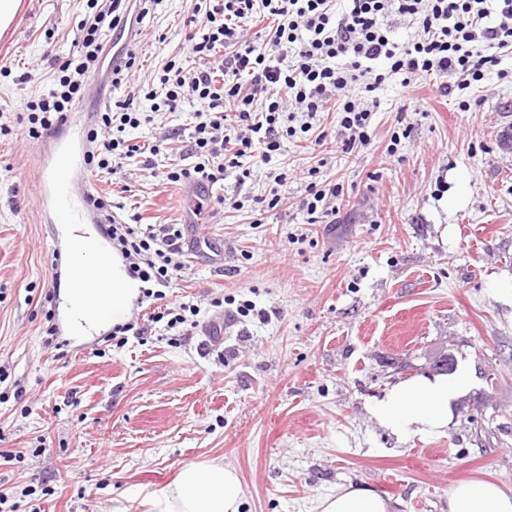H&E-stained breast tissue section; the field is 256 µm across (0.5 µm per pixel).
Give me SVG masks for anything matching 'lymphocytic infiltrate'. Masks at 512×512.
<instances>
[{"instance_id": "f902f5d3", "label": "lymphocytic infiltrate", "mask_w": 512, "mask_h": 512, "mask_svg": "<svg viewBox=\"0 0 512 512\" xmlns=\"http://www.w3.org/2000/svg\"><path fill=\"white\" fill-rule=\"evenodd\" d=\"M393 10L417 23L416 37H393L386 21ZM130 13V0H109L107 10L83 21L60 76L26 104L29 138L40 139L64 123L83 98L89 73L104 60L105 32L125 25ZM261 22L268 25L263 42L246 40L248 28ZM185 24L190 66L165 63L146 98L156 112L175 111L185 100L196 104L191 162L167 178L209 186L245 154L270 163L282 138L309 132L308 124H284L286 101H295L309 119L335 113L348 153L370 143L373 107L361 103L360 94H372L387 77L402 75L408 86L422 73L461 75L458 85L440 84L444 96L483 80L497 65L498 51L512 47V0H216L194 4ZM140 125L130 98L95 113L92 172L117 173L139 153L125 132ZM104 230L144 297L163 299L183 270V225L115 222Z\"/></svg>"}]
</instances>
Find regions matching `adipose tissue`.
I'll return each instance as SVG.
<instances>
[{
    "label": "adipose tissue",
    "mask_w": 512,
    "mask_h": 512,
    "mask_svg": "<svg viewBox=\"0 0 512 512\" xmlns=\"http://www.w3.org/2000/svg\"><path fill=\"white\" fill-rule=\"evenodd\" d=\"M72 254L88 259L94 287L72 285L67 313L74 333L97 330L104 314L113 322L127 321L139 295L140 283L127 273L120 255L111 268L100 262L95 240L79 226L67 229ZM474 384L468 369L454 374L416 376L397 383L368 408L381 428L396 435L444 436L457 399ZM242 484L238 474L211 461L183 467L175 482L143 499L144 512H240ZM317 512H394L391 500L372 488L350 485L319 498ZM448 512H512V488L495 480H461L448 490Z\"/></svg>",
    "instance_id": "1"
}]
</instances>
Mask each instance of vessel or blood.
Returning a JSON list of instances; mask_svg holds the SVG:
<instances>
[{
    "label": "vessel or blood",
    "instance_id": "obj_1",
    "mask_svg": "<svg viewBox=\"0 0 512 512\" xmlns=\"http://www.w3.org/2000/svg\"><path fill=\"white\" fill-rule=\"evenodd\" d=\"M89 126L81 124L69 139L54 141L40 157L37 200L58 223L99 224L103 218L92 204L87 158Z\"/></svg>",
    "mask_w": 512,
    "mask_h": 512
}]
</instances>
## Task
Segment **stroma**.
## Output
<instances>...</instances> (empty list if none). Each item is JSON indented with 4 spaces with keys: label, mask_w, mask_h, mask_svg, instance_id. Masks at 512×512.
<instances>
[{
    "label": "stroma",
    "mask_w": 512,
    "mask_h": 512,
    "mask_svg": "<svg viewBox=\"0 0 512 512\" xmlns=\"http://www.w3.org/2000/svg\"><path fill=\"white\" fill-rule=\"evenodd\" d=\"M190 0H153L139 24L129 83L97 91L88 111L152 83L185 57ZM86 0H21L0 34V512H141L180 469L218 460L237 471L241 512H313L349 484L390 497L396 512H448V489L489 476L512 487V49L469 89L440 96V77L375 95L371 143L346 153L336 115L283 140L264 171L238 183L225 172L201 214L183 208L194 104L151 112L130 131L156 144L153 170L138 158L91 174L113 215L141 224H194L224 252L185 260L178 288L138 298L143 335L103 326L74 336L54 254L60 225L41 217L37 155L25 136L27 102L58 74ZM34 71L38 80L23 81ZM324 143H316L318 132ZM287 173V185L276 174ZM340 186L336 221L313 224L310 183ZM277 199L261 209L260 200ZM197 306L195 323H149L157 311ZM223 320L214 339L206 324ZM55 330L54 347L44 344ZM448 347L473 388L443 437H401L368 406L398 382L428 373Z\"/></svg>",
    "instance_id": "stroma-1"
}]
</instances>
